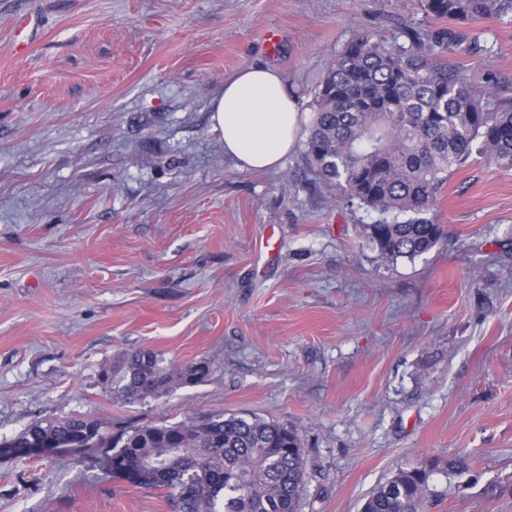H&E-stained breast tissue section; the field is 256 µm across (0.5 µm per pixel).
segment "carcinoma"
<instances>
[{
  "instance_id": "1",
  "label": "carcinoma",
  "mask_w": 512,
  "mask_h": 512,
  "mask_svg": "<svg viewBox=\"0 0 512 512\" xmlns=\"http://www.w3.org/2000/svg\"><path fill=\"white\" fill-rule=\"evenodd\" d=\"M425 15L456 22L512 20V0H421ZM410 47L394 49L357 31L328 65L314 99L306 155L340 201L377 212L364 227L379 254L413 259L444 237L435 222L448 175L477 154L512 171V97L491 77L458 74L439 61L459 39L452 30L430 33L404 26ZM205 362L176 369L151 350L123 353L102 367L100 384L134 403L159 398L201 380ZM102 421L82 416L37 419L23 431L55 441L97 431L96 448L121 459L123 469L146 470L137 482L167 493L173 512H299L305 462L298 434L258 417L216 415L102 433ZM467 454L432 457L401 469L374 488L361 512H425L442 496L433 476L460 478Z\"/></svg>"
}]
</instances>
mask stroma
<instances>
[{
	"mask_svg": "<svg viewBox=\"0 0 512 512\" xmlns=\"http://www.w3.org/2000/svg\"><path fill=\"white\" fill-rule=\"evenodd\" d=\"M403 23L456 28L441 62L512 93V21L456 27L418 0H0V512H170L100 455L13 442L48 417L216 414L298 433L300 512H360L399 469L461 452L467 485L435 476L426 512H512V171L470 158L436 210L445 239L392 262L304 142L247 172L211 126L251 65L311 115L354 30L392 44ZM140 348L209 372L122 401L99 372Z\"/></svg>",
	"mask_w": 512,
	"mask_h": 512,
	"instance_id": "stroma-1",
	"label": "stroma"
}]
</instances>
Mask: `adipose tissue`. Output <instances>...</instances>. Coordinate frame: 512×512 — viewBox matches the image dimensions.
<instances>
[{
	"label": "adipose tissue",
	"mask_w": 512,
	"mask_h": 512,
	"mask_svg": "<svg viewBox=\"0 0 512 512\" xmlns=\"http://www.w3.org/2000/svg\"><path fill=\"white\" fill-rule=\"evenodd\" d=\"M211 124L226 155L241 168L263 171L278 167L294 148L301 112L278 70L253 65L225 82L212 103Z\"/></svg>",
	"instance_id": "1"
}]
</instances>
